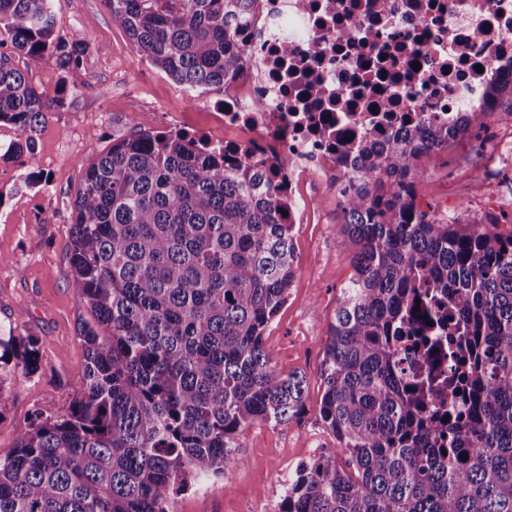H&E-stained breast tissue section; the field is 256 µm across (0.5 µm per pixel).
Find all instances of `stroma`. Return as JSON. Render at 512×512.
Listing matches in <instances>:
<instances>
[{
    "mask_svg": "<svg viewBox=\"0 0 512 512\" xmlns=\"http://www.w3.org/2000/svg\"><path fill=\"white\" fill-rule=\"evenodd\" d=\"M57 33L87 45L85 84L65 89L54 62L12 63L47 98L65 96L62 110L45 113L36 136L37 167L0 160V336L17 345L0 408V457L41 408L66 412L83 378L86 349L80 327L89 312L69 263L72 202L86 161L136 130L187 131L211 143L235 137L207 96L185 90L139 56L113 24L103 0H53ZM420 206H436L460 223L495 217L512 221V157L491 155L463 137L420 159ZM312 205L295 225L298 270L288 299L266 328L264 345L276 370L303 376L304 409L288 422H257L235 440L242 462L224 477L174 495L169 512H277L297 468L336 439L318 416L323 394V345L354 250L344 245L340 197L311 189ZM38 343L36 367L23 343Z\"/></svg>",
    "mask_w": 512,
    "mask_h": 512,
    "instance_id": "1",
    "label": "stroma"
}]
</instances>
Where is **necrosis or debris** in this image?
Segmentation results:
<instances>
[{
	"label": "necrosis or debris",
	"instance_id": "4bbe7bcc",
	"mask_svg": "<svg viewBox=\"0 0 512 512\" xmlns=\"http://www.w3.org/2000/svg\"><path fill=\"white\" fill-rule=\"evenodd\" d=\"M236 41L242 64L213 103L238 132L224 145L275 163L296 224L303 185L355 174L339 140L456 128L489 79H512V0H244Z\"/></svg>",
	"mask_w": 512,
	"mask_h": 512
}]
</instances>
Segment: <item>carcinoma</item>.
<instances>
[{"label":"carcinoma","mask_w":512,"mask_h":512,"mask_svg":"<svg viewBox=\"0 0 512 512\" xmlns=\"http://www.w3.org/2000/svg\"><path fill=\"white\" fill-rule=\"evenodd\" d=\"M112 23L172 81L224 87L243 49L241 0H104ZM52 0H0V158L37 164L49 99L11 63L55 61L85 84V45L56 36ZM512 81L484 88L488 111ZM450 133L421 123L382 145L347 144L359 177L339 190L353 274L324 346L319 415L338 447L301 465L278 512H512V231L417 204V161ZM281 182L248 154L187 132L141 130L86 163L70 266L94 324L69 410L36 411L0 458V512H167L172 493L238 466L234 439L303 409L304 379L272 366L263 335L298 269ZM429 297L462 325L443 413L403 381L406 311ZM347 457L348 472L337 459Z\"/></svg>","instance_id":"cac0c4a2"}]
</instances>
